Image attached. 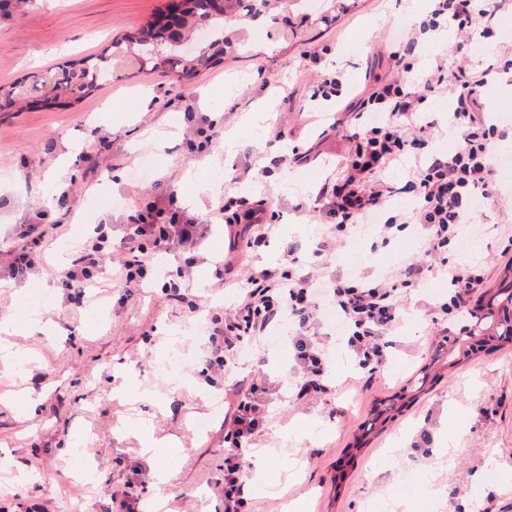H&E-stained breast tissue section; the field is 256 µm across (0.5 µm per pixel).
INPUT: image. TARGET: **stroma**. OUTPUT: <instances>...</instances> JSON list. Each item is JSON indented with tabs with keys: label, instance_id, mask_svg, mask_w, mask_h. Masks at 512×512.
<instances>
[{
	"label": "stroma",
	"instance_id": "stroma-1",
	"mask_svg": "<svg viewBox=\"0 0 512 512\" xmlns=\"http://www.w3.org/2000/svg\"><path fill=\"white\" fill-rule=\"evenodd\" d=\"M167 0H23L22 9L0 10V84L30 85L34 76L67 62L98 56L113 40L164 11ZM324 0H293L279 20L249 21V40L195 76L177 81L172 71L147 74L113 68L102 86L83 98L29 100L0 111V250L17 246L13 224L30 218L52 224L58 207L44 204L54 177L67 184L73 213L67 228L17 279H0V320L14 322L0 347L14 354L16 376L0 380V512H119L115 491L131 487L141 500L160 495L170 512H224V411L214 408L212 384L201 361L203 336L189 332L193 314L170 303L161 282L131 289L119 299L112 289L92 300L58 287L41 292L48 270L62 271L74 246L101 217L131 223L144 205L176 194L189 214L206 218L228 199H266L276 226L265 245L233 248L224 227H213L199 248L208 264L195 268L192 288L204 305L232 306L234 290L216 291L211 259L233 260L236 275L254 266L285 264L287 248L300 261L326 226L316 190L340 178L361 127V100L380 83L416 80L435 58L449 69L467 61L476 71L512 50V30L493 21V38L472 35L463 50L453 40L422 35L414 69L396 67L391 30L419 28L427 0H336L322 20ZM316 51L320 65L306 68L301 55ZM345 72L349 91L326 101L313 93L323 76ZM497 125L493 140L500 206L474 208L471 251L451 245L450 263L475 267L484 289L497 287L512 263V82L486 89ZM214 121L213 143L201 147L189 135L188 112ZM297 154L292 165L275 164ZM266 168L264 177L254 172ZM339 248L324 277L388 273L419 255L423 229L416 224L382 244L375 230L365 240L339 233ZM448 300V281L435 272L408 288L402 321L384 364L361 368L347 351L330 308H320L325 369L335 393L310 404L291 399L298 373L285 332L246 347L233 377L262 368L271 401L270 423L254 443L271 449L268 464L249 467L247 494L254 512H283L298 501L301 512H512V344L473 350L440 379L416 391L414 379L430 371L444 335L475 322L470 311L432 317L421 301ZM47 325L30 335L21 302ZM188 360L179 384L159 365L172 350ZM25 389L41 399L34 412L11 403ZM404 394L384 430L367 431L377 403ZM88 438L95 481L83 484L72 468L56 465L76 434ZM151 433L179 443L172 458H151L140 437Z\"/></svg>",
	"mask_w": 512,
	"mask_h": 512
}]
</instances>
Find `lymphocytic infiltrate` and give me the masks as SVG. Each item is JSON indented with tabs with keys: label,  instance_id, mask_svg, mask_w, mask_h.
<instances>
[{
	"label": "lymphocytic infiltrate",
	"instance_id": "1",
	"mask_svg": "<svg viewBox=\"0 0 512 512\" xmlns=\"http://www.w3.org/2000/svg\"><path fill=\"white\" fill-rule=\"evenodd\" d=\"M432 2L428 30L451 28L462 39L469 36L473 15L490 21L512 6V0ZM511 73L512 58L477 74L463 67L448 73L439 60L423 82H388L371 92L364 109L377 114L376 123L353 134L354 158L342 180L323 185L319 191L321 213L331 230L316 243L314 257H331L336 252L338 232L387 212L398 189L378 179V171L394 161L415 159L417 167L403 189L414 193L417 204L411 211L388 215L378 225V234L387 243L404 225H422L425 253L437 257L441 270L448 275L450 304L458 312L466 309L484 276L474 268L449 264L447 253L462 226L468 224L475 199H496L491 156L495 127L488 119L485 89L490 82ZM445 90L451 93L448 125L459 131L460 142L454 149L440 152L433 148L429 131L411 136L407 130L415 125L428 97ZM217 222L225 223L234 238H245L250 247L265 241L270 226L267 206L261 200L243 202L234 212L219 206L208 221L202 222L175 208L173 201L157 199L148 202L132 223L124 225L120 240L112 239L108 224H96L94 237L77 249L70 267L61 275V283L83 295L105 274L112 287L138 288L152 275L151 255L183 250L187 253L184 265L175 278L164 283L163 290L172 302L197 309L188 283L194 268L203 261L196 250ZM116 246L125 253L117 262L112 259ZM428 271V265L413 262L387 276L361 275L327 283L314 265L294 260L285 268L250 269L241 279L233 276L226 261H219L215 271L217 288L238 287L239 297L232 308L209 310V335L202 362L207 371L224 375L244 344L268 335L288 315L296 323L291 345L300 373L292 398L297 402L318 399L332 391L318 340L319 304L333 307L345 322L346 345L360 366L377 367L386 361L387 336L401 321L402 289L418 284ZM225 397L224 512H249L243 449L268 422V389L260 377L247 376L227 386Z\"/></svg>",
	"mask_w": 512,
	"mask_h": 512
}]
</instances>
